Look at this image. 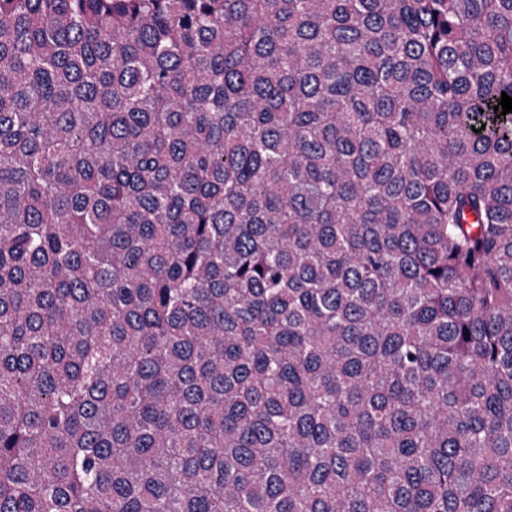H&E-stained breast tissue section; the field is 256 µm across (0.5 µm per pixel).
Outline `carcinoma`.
Listing matches in <instances>:
<instances>
[{
	"label": "carcinoma",
	"mask_w": 512,
	"mask_h": 512,
	"mask_svg": "<svg viewBox=\"0 0 512 512\" xmlns=\"http://www.w3.org/2000/svg\"><path fill=\"white\" fill-rule=\"evenodd\" d=\"M512 0H0V512H512Z\"/></svg>",
	"instance_id": "cac0c4a2"
}]
</instances>
